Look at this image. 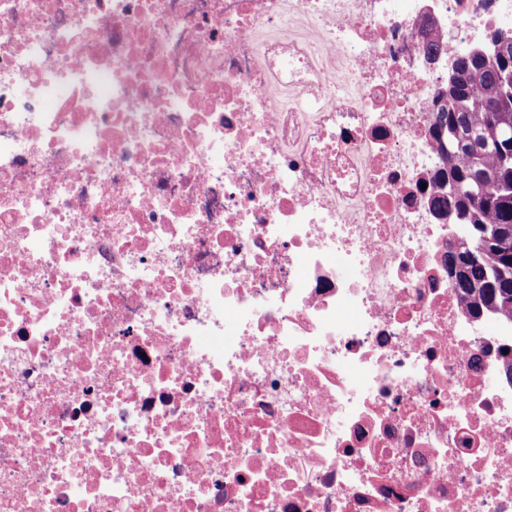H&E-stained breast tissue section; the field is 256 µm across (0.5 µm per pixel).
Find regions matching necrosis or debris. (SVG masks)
I'll return each mask as SVG.
<instances>
[{"label": "necrosis or debris", "mask_w": 512, "mask_h": 512, "mask_svg": "<svg viewBox=\"0 0 512 512\" xmlns=\"http://www.w3.org/2000/svg\"><path fill=\"white\" fill-rule=\"evenodd\" d=\"M429 15L512 36V0H0V512H512Z\"/></svg>", "instance_id": "obj_1"}]
</instances>
